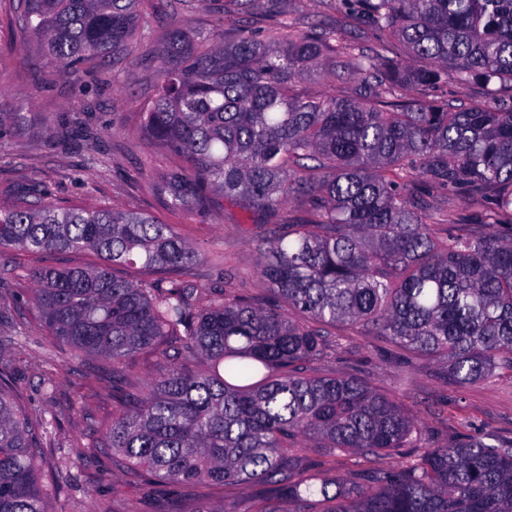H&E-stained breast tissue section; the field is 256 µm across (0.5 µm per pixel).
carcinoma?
Listing matches in <instances>:
<instances>
[{
	"instance_id": "obj_1",
	"label": "carcinoma",
	"mask_w": 512,
	"mask_h": 512,
	"mask_svg": "<svg viewBox=\"0 0 512 512\" xmlns=\"http://www.w3.org/2000/svg\"><path fill=\"white\" fill-rule=\"evenodd\" d=\"M279 6L260 37H224L221 22L154 41L160 79L142 112L156 151L184 166L152 184L171 210L206 217L238 205L275 226L258 248L270 297L193 280L205 252L171 224L110 208L58 207L35 182L0 202L7 251H89L94 266L31 270L30 293L4 287L0 321L24 297L46 343L99 355L122 375L144 351L160 355L146 391L116 400L100 447L113 465L173 488L207 481L261 483L255 512H512V441L424 442L395 399L358 377L318 375L331 330L354 326L425 360H442L458 388L512 373V0H356L384 44L369 54L336 33L303 31ZM16 39L39 43L73 80L132 55L134 38L167 8L139 0H19ZM363 76L351 92L307 96L312 74ZM472 81L494 105L422 98L442 82ZM26 112L0 110V151L32 132ZM70 149L101 134L41 131ZM448 198L488 210L438 234L402 192L413 176ZM295 222L277 220L290 198ZM135 266L153 278L117 273ZM23 323L0 350L23 344ZM17 367L0 357V512H57L42 481L43 434L15 401ZM355 456L338 477L304 464L298 446ZM394 451L395 466L381 464Z\"/></svg>"
}]
</instances>
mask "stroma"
Masks as SVG:
<instances>
[{
	"label": "stroma",
	"mask_w": 512,
	"mask_h": 512,
	"mask_svg": "<svg viewBox=\"0 0 512 512\" xmlns=\"http://www.w3.org/2000/svg\"><path fill=\"white\" fill-rule=\"evenodd\" d=\"M289 7L302 26L343 27L356 45L374 52L380 49L368 23L360 20L346 25L348 0H291ZM219 15L231 34L259 36L271 25L265 0H257L249 11L238 10L233 0H198L195 9L158 18L154 27L160 33L173 24L198 31L211 28ZM10 42L9 32L1 28L0 61L13 78L0 86V103L32 113L38 131L14 137L8 156L0 157V201L9 200L19 187L40 181L49 189L52 202L61 207H108L153 215L205 247L208 260L193 271L200 284L217 286L227 273L233 277L234 288L260 294L256 248L269 237L270 225L252 221L244 209L231 205L206 219L172 211L152 191L154 180L180 164L176 157L151 151L139 127V113L158 80L155 63L139 51L123 62L127 79L115 80L103 71L83 87L60 77L55 86L44 88L31 79L36 68H51L39 45L18 51ZM92 98L100 102L93 122L105 132L102 143L86 142L70 150L45 148L40 129L53 126L61 113L74 111ZM93 153L100 154L102 162L88 176L83 172V159ZM17 312L26 322L30 340L12 349L20 370L15 398L32 413L46 408L60 412L46 437L49 462L44 467L45 481L59 489L58 512H190L200 501L213 508L228 501L237 512H252L260 491L253 484L198 483L172 489L110 469L105 455L93 452L91 445L101 436V424L112 418L113 396L142 391L158 362L156 354L141 355L132 371L118 380L104 358L41 346L42 330L31 305L19 304ZM315 370L362 378L396 398L431 444L448 445L486 433L512 439L510 373L460 389L449 382L442 362L425 361L385 338L352 330L330 346ZM47 377L55 386L50 398L43 390Z\"/></svg>",
	"instance_id": "obj_1"
}]
</instances>
